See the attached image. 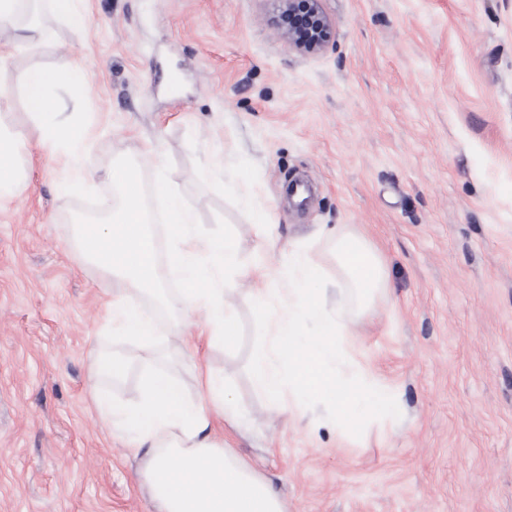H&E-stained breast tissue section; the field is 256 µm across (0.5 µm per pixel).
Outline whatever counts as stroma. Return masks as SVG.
Returning <instances> with one entry per match:
<instances>
[{"instance_id":"35a3bbf8","label":"stroma","mask_w":512,"mask_h":512,"mask_svg":"<svg viewBox=\"0 0 512 512\" xmlns=\"http://www.w3.org/2000/svg\"><path fill=\"white\" fill-rule=\"evenodd\" d=\"M324 8L333 37L315 54L288 46L275 0H86L89 28L49 14L38 47L0 38V55L16 74L82 59L91 89L71 119L97 132L86 167L129 155L149 179L155 144L244 262L312 249L326 307L347 300L337 228L376 243L389 289L354 325L355 356L396 389L401 418L356 438L323 408L279 410L253 387L249 349L203 341L120 344L130 374L92 383L112 283L69 244L87 206L16 98L0 128L31 146L25 188L0 204V512H157L143 451L91 390L132 403L160 367L193 397L200 372L223 380L240 417L214 416V432L288 512H512V0Z\"/></svg>"}]
</instances>
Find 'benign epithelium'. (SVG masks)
Masks as SVG:
<instances>
[{"label":"benign epithelium","mask_w":512,"mask_h":512,"mask_svg":"<svg viewBox=\"0 0 512 512\" xmlns=\"http://www.w3.org/2000/svg\"><path fill=\"white\" fill-rule=\"evenodd\" d=\"M278 16H288L281 27L288 46L300 53H317L332 38V24L324 9V0H276Z\"/></svg>","instance_id":"7a95c632"}]
</instances>
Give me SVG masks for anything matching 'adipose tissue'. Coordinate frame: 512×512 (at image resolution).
I'll return each instance as SVG.
<instances>
[{"mask_svg":"<svg viewBox=\"0 0 512 512\" xmlns=\"http://www.w3.org/2000/svg\"><path fill=\"white\" fill-rule=\"evenodd\" d=\"M18 0H0V32L12 41L34 47L45 30L38 19L18 23ZM82 60L61 70L34 69L17 75L0 56V102L21 94L36 127L38 146L62 150L68 183H88L75 144L87 143L91 129H76L61 112L55 92L88 87ZM23 132L0 130V202L11 199L25 180ZM101 421L131 437L135 447L149 451L144 475L158 512H285L279 495L231 449L211 435L210 408L223 409L235 418L236 407L214 378L205 381L204 395L187 398L178 379L156 369L142 379L141 396L129 404L94 394Z\"/></svg>","mask_w":512,"mask_h":512,"instance_id":"1","label":"adipose tissue"}]
</instances>
